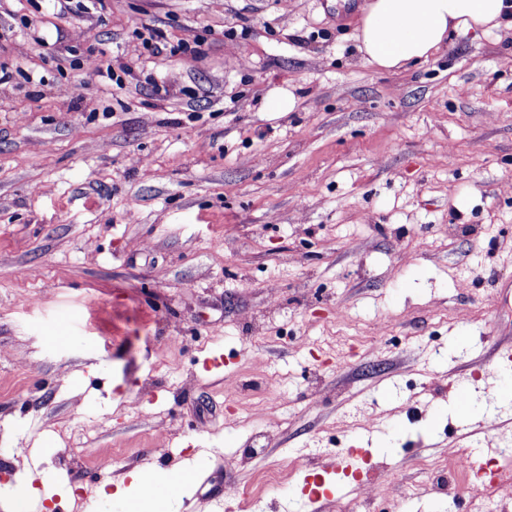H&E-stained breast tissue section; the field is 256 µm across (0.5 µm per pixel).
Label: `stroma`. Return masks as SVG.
I'll use <instances>...</instances> for the list:
<instances>
[{
    "label": "stroma",
    "mask_w": 512,
    "mask_h": 512,
    "mask_svg": "<svg viewBox=\"0 0 512 512\" xmlns=\"http://www.w3.org/2000/svg\"><path fill=\"white\" fill-rule=\"evenodd\" d=\"M364 3L0 0V504L200 471L165 512H469L458 383L512 446V28L380 71ZM327 448L375 500H310ZM366 449L336 448L326 456L329 466L336 472H343L345 475H354L361 470L365 461Z\"/></svg>",
    "instance_id": "35a3bbf8"
}]
</instances>
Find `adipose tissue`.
I'll list each match as a JSON object with an SVG mask.
<instances>
[{"instance_id": "adipose-tissue-1", "label": "adipose tissue", "mask_w": 512, "mask_h": 512, "mask_svg": "<svg viewBox=\"0 0 512 512\" xmlns=\"http://www.w3.org/2000/svg\"><path fill=\"white\" fill-rule=\"evenodd\" d=\"M512 23V0H367L357 27L366 63L385 70L426 62L451 33Z\"/></svg>"}]
</instances>
